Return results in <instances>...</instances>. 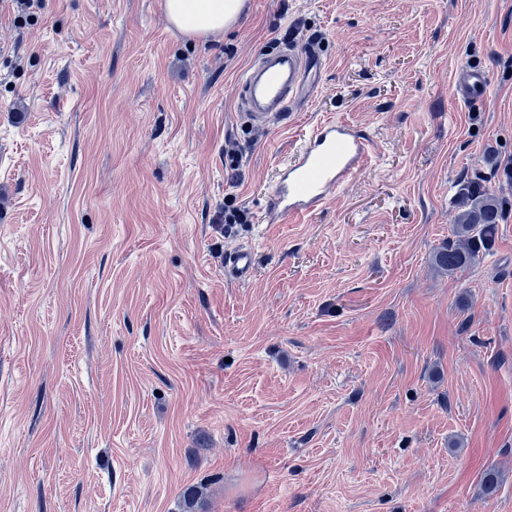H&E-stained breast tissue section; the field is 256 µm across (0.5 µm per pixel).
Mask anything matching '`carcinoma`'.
<instances>
[{
  "label": "carcinoma",
  "mask_w": 512,
  "mask_h": 512,
  "mask_svg": "<svg viewBox=\"0 0 512 512\" xmlns=\"http://www.w3.org/2000/svg\"><path fill=\"white\" fill-rule=\"evenodd\" d=\"M461 195L466 208L454 225L452 239L435 254L436 265L450 274L473 264L488 251L503 210V201L480 183H464Z\"/></svg>",
  "instance_id": "carcinoma-1"
}]
</instances>
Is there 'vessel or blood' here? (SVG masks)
Instances as JSON below:
<instances>
[{
  "label": "vessel or blood",
  "mask_w": 512,
  "mask_h": 512,
  "mask_svg": "<svg viewBox=\"0 0 512 512\" xmlns=\"http://www.w3.org/2000/svg\"><path fill=\"white\" fill-rule=\"evenodd\" d=\"M321 68L320 57L312 52L302 55L288 48L267 54L241 76V103L253 121L273 120L286 111ZM488 84L486 71L464 67L458 71L454 91L459 99L471 101L483 97ZM374 159L373 141L363 130L342 121L313 125L273 184L270 222L313 213ZM224 267L234 280L249 281L254 272L252 248L240 247L225 254Z\"/></svg>",
  "instance_id": "1"
}]
</instances>
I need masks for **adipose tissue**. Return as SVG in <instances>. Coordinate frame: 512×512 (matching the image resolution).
<instances>
[{
    "label": "adipose tissue",
    "instance_id": "adipose-tissue-1",
    "mask_svg": "<svg viewBox=\"0 0 512 512\" xmlns=\"http://www.w3.org/2000/svg\"><path fill=\"white\" fill-rule=\"evenodd\" d=\"M245 0H165L169 21L181 32L204 37L236 22Z\"/></svg>",
    "mask_w": 512,
    "mask_h": 512
}]
</instances>
